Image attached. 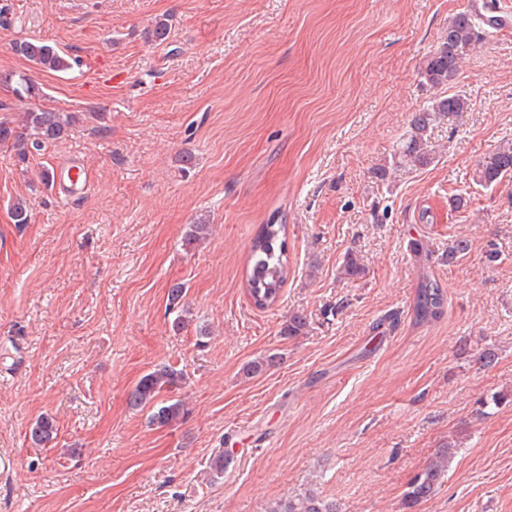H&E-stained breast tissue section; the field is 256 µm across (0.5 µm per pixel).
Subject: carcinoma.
Wrapping results in <instances>:
<instances>
[{"label": "carcinoma", "instance_id": "carcinoma-1", "mask_svg": "<svg viewBox=\"0 0 512 512\" xmlns=\"http://www.w3.org/2000/svg\"><path fill=\"white\" fill-rule=\"evenodd\" d=\"M486 14L473 9L461 11L448 19L446 35L423 60L419 75L421 82L435 88H443L456 78L461 64L471 50L483 40ZM170 17L154 21L145 32L146 38L164 42L169 36ZM18 55L31 62L43 72L61 73L72 68L67 56L54 46L39 40L15 42ZM20 99H29L40 94L39 87L29 78L20 75L14 88ZM468 106L462 94L442 95L429 101L413 113L398 152L392 161L376 168L381 180L390 170L408 165L425 167L433 161L429 148L431 130L448 117L463 112ZM75 115L49 110H31L25 113L23 123L13 127L0 122V143H9L21 162L42 151L49 144L61 139ZM476 183L489 188L506 177H512V143L505 142L485 156L475 170ZM211 225L191 224L183 238L187 251L195 250L210 235ZM285 224H263L250 246L247 268V291L253 305L267 309L281 298L288 279V254L286 251ZM365 273L357 258L350 254L344 259L341 275L357 279ZM443 288L429 276L423 278L417 296L416 317L422 322L439 319L445 308ZM186 380L183 370L170 364L159 365L145 374L128 394V404L133 410L152 409L150 420L159 426H167L184 418L188 413L181 399L162 400V393L181 386ZM56 427L53 419L43 416L30 427L29 436L36 445H48L55 439ZM453 452L445 451L438 459L428 464L408 483L403 496L405 512H414L415 507L431 497L442 484L448 472ZM267 512H339L336 501L308 490L288 499L273 502Z\"/></svg>", "mask_w": 512, "mask_h": 512}]
</instances>
